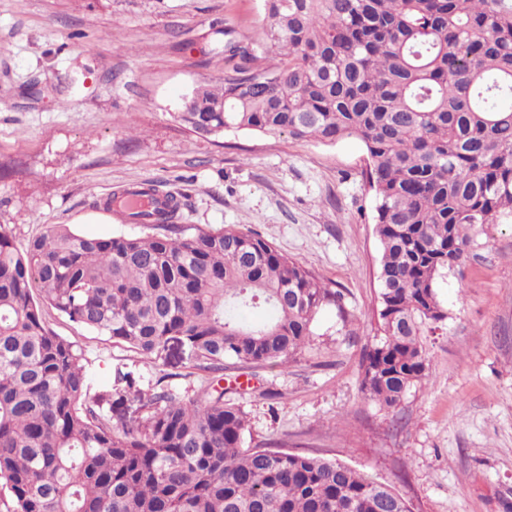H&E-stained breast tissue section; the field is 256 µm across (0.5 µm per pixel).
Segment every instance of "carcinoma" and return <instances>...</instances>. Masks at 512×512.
Wrapping results in <instances>:
<instances>
[{"instance_id":"carcinoma-1","label":"carcinoma","mask_w":512,"mask_h":512,"mask_svg":"<svg viewBox=\"0 0 512 512\" xmlns=\"http://www.w3.org/2000/svg\"><path fill=\"white\" fill-rule=\"evenodd\" d=\"M262 55L219 30L224 84L178 119L334 143L358 139L375 198L377 334L361 386L396 408L426 377L422 327L448 318L437 282L477 225L512 223V6L505 0H265ZM268 66L252 70L247 62ZM224 111L216 112L218 104ZM161 224L174 235L92 237L50 224L19 249L0 231V498L5 512H411L392 488L333 459L246 446L224 391L193 397L132 371L95 382L86 353L41 304L159 359L286 366L340 294L267 240ZM263 309L261 324L246 312ZM127 393L144 414L115 426Z\"/></svg>"}]
</instances>
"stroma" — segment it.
<instances>
[{
    "label": "stroma",
    "instance_id": "35a3bbf8",
    "mask_svg": "<svg viewBox=\"0 0 512 512\" xmlns=\"http://www.w3.org/2000/svg\"><path fill=\"white\" fill-rule=\"evenodd\" d=\"M226 21L261 43L264 0H0V228L17 246L49 224L140 236L103 207L147 184L181 201L180 224L235 226L299 261L342 297L288 366L200 369L171 345L150 362L44 307L103 383H211L247 416L251 447L331 458L395 489L412 512H512V223L476 226L461 270L439 280L448 317L425 329L427 377L394 409L361 387L375 334V199L354 138L333 144L229 130L202 138L177 117L196 87L224 78Z\"/></svg>",
    "mask_w": 512,
    "mask_h": 512
}]
</instances>
